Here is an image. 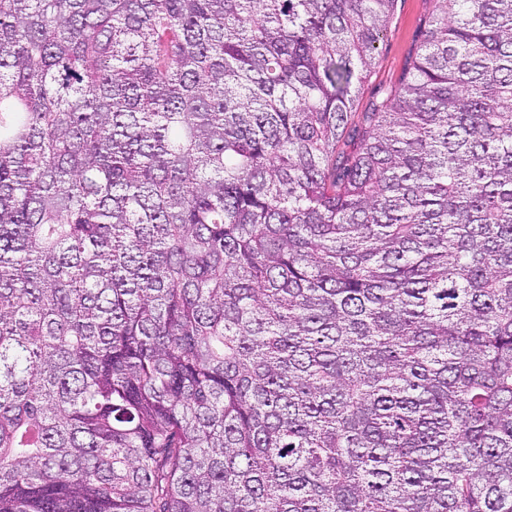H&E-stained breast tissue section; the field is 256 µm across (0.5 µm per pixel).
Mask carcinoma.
Segmentation results:
<instances>
[{
    "mask_svg": "<svg viewBox=\"0 0 512 512\" xmlns=\"http://www.w3.org/2000/svg\"><path fill=\"white\" fill-rule=\"evenodd\" d=\"M0 0V512H512V0ZM435 6L434 0H397L387 29L376 44L374 65L361 85L355 112H364L381 88L399 84L416 54L421 30Z\"/></svg>",
    "mask_w": 512,
    "mask_h": 512,
    "instance_id": "obj_1",
    "label": "carcinoma"
}]
</instances>
